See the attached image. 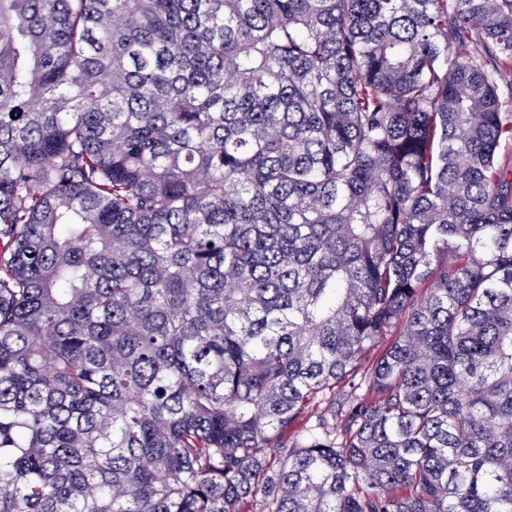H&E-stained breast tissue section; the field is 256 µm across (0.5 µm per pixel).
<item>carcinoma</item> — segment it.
<instances>
[{"label":"carcinoma","instance_id":"cac0c4a2","mask_svg":"<svg viewBox=\"0 0 512 512\" xmlns=\"http://www.w3.org/2000/svg\"><path fill=\"white\" fill-rule=\"evenodd\" d=\"M506 143L512 0H0V512H512Z\"/></svg>","mask_w":512,"mask_h":512}]
</instances>
